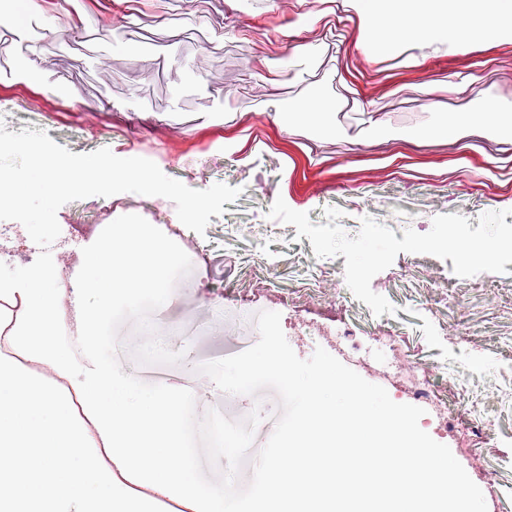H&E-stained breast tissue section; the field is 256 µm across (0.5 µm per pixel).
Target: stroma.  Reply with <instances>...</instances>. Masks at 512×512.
<instances>
[{"mask_svg":"<svg viewBox=\"0 0 512 512\" xmlns=\"http://www.w3.org/2000/svg\"><path fill=\"white\" fill-rule=\"evenodd\" d=\"M376 27L362 0H268L259 12L238 0H15L0 10V123L7 131L43 130L72 153L107 147L123 158L142 156L145 144L155 143L169 156L166 176L193 189L222 183L242 190L202 234H172L175 209L154 212L134 193L89 197L58 211L59 224L94 227L80 244L82 275L91 272L89 253L116 225H143L171 257L172 298L115 294L101 327L97 358L117 376L132 377L141 398L176 391L195 379V366L255 344L253 316L261 310L280 313L303 359L319 347L335 352L322 330L337 318L362 330L371 325L370 308L331 277L313 287L297 281L314 251L295 226L278 225L257 239L276 198L308 213L312 224L343 225L351 237L367 216L391 223L398 235L428 232L440 214L463 215L475 228L482 214L504 210L512 225V143L470 124L453 140L423 136L480 93L512 113V37L460 50L417 34L383 57L370 44ZM20 91L29 111L9 112ZM313 94L327 104L329 127L291 129L285 104ZM382 129L389 138L379 137ZM235 223L243 225L242 237L225 240V225ZM258 241L286 272L278 287L250 258ZM445 265L402 252L378 278L403 345L419 361L448 365L449 375H436L435 384L453 404L452 372L491 390L493 367L512 346V274L494 275L489 288L456 286L444 282ZM415 298L438 306L437 321L461 325L482 353L480 367L435 345L432 321L408 311ZM288 300L308 310L309 329L295 326ZM159 321L177 327L179 336L153 353L133 344ZM212 408L233 421L261 410L253 440L260 448L279 399L271 390L255 398L215 389L196 400L197 414ZM476 445L479 457L458 460L478 486L493 466L501 478L512 477V450L481 439Z\"/></svg>","mask_w":512,"mask_h":512,"instance_id":"1","label":"stroma"}]
</instances>
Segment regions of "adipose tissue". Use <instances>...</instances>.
Listing matches in <instances>:
<instances>
[{
	"label": "adipose tissue",
	"instance_id": "ef3b65f1",
	"mask_svg": "<svg viewBox=\"0 0 512 512\" xmlns=\"http://www.w3.org/2000/svg\"><path fill=\"white\" fill-rule=\"evenodd\" d=\"M480 15L478 28L461 9L420 31L468 48L500 35L512 18V0H480ZM475 119L512 141V114L484 95L459 121L442 123L430 135L451 138L459 122ZM92 265L84 288L97 305L78 311L71 336L86 355L79 367L48 329L65 295L49 288V267L0 279V324L8 326L12 347L11 354H0V512L24 505L33 512H161L169 500L187 512H224L226 482L196 488L185 466L178 409L195 391L162 394L144 406L135 400L134 379L115 380L95 358L113 294L165 288L164 257L144 242L141 225L125 224L103 242ZM35 363L46 365L47 373L32 371Z\"/></svg>",
	"mask_w": 512,
	"mask_h": 512
}]
</instances>
